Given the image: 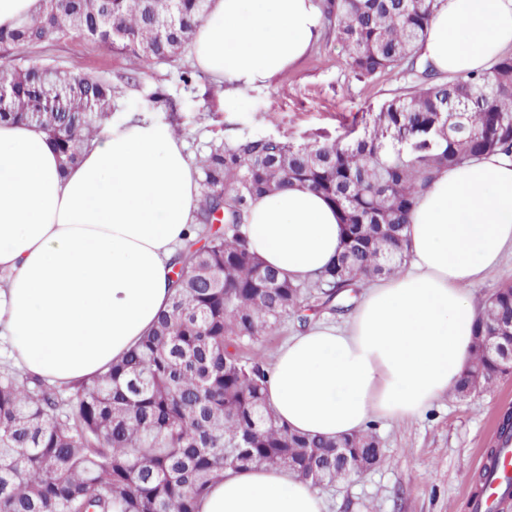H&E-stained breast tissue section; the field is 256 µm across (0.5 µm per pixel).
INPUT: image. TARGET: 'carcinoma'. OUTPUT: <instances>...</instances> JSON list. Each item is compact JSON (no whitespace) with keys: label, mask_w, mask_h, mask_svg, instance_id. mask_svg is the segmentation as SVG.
<instances>
[{"label":"carcinoma","mask_w":512,"mask_h":512,"mask_svg":"<svg viewBox=\"0 0 512 512\" xmlns=\"http://www.w3.org/2000/svg\"><path fill=\"white\" fill-rule=\"evenodd\" d=\"M437 2L325 0L323 15L352 71L369 77L417 57ZM207 12V0H42L36 15L0 29V45L23 49L74 36L141 61L163 60L190 46ZM423 75L378 112L353 118L334 140L244 138L200 159L204 193L173 259L171 306L151 332L106 372L69 385L68 397L38 376L0 372V512H197L198 499L226 470L284 468L316 487L318 475L333 484L378 463L370 428L328 440L280 424L266 403V372L239 348L290 315L306 324L308 288L329 303L397 274L407 260L408 215L435 172L512 153V56L446 82L428 64ZM0 82L13 89L0 122L44 129L65 171L112 118L117 91L105 78L16 64L0 66ZM295 185L321 194L343 225L336 259L304 283L264 265L242 231L253 198ZM215 220L224 228L195 248ZM511 322L507 284L483 307L457 392L505 377L484 340L512 339ZM511 426L507 412L478 486L496 475Z\"/></svg>","instance_id":"1"}]
</instances>
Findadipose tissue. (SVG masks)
Returning a JSON list of instances; mask_svg holds the SVG:
<instances>
[{
    "instance_id": "1",
    "label": "adipose tissue",
    "mask_w": 512,
    "mask_h": 512,
    "mask_svg": "<svg viewBox=\"0 0 512 512\" xmlns=\"http://www.w3.org/2000/svg\"><path fill=\"white\" fill-rule=\"evenodd\" d=\"M314 0H210L194 63L234 97L263 86L318 39ZM512 47V0H441L419 51L436 71L487 70ZM198 174L169 125L107 124L62 172L37 126L0 123V337L22 372L88 379L135 346L170 304V261L193 221ZM249 247L281 277L314 278L342 228L320 194L255 197ZM408 259L372 283L346 325L288 341L268 374L279 422L337 438L419 415L470 367L480 308L472 288L512 249V155L439 170L406 228ZM199 512H325L311 484L280 468L226 471Z\"/></svg>"
}]
</instances>
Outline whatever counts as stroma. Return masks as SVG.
Returning <instances> with one entry per match:
<instances>
[{
	"mask_svg": "<svg viewBox=\"0 0 512 512\" xmlns=\"http://www.w3.org/2000/svg\"><path fill=\"white\" fill-rule=\"evenodd\" d=\"M34 62L99 75L117 89L112 113L134 114L177 130L190 162L211 145L271 136L294 143L336 138L353 115L375 112L415 78L399 69L356 76L335 32L324 30L309 53L265 85L228 98L195 67L190 52L137 62L83 39L24 49L0 46V65ZM190 72L191 83L181 75ZM300 331L288 317L277 331L244 346V357L271 369L279 348ZM512 410V375L466 396L448 392L407 422L376 423L381 457L347 483L321 488L327 512H473L471 476L494 447L498 422Z\"/></svg>",
	"mask_w": 512,
	"mask_h": 512,
	"instance_id": "1",
	"label": "stroma"
}]
</instances>
